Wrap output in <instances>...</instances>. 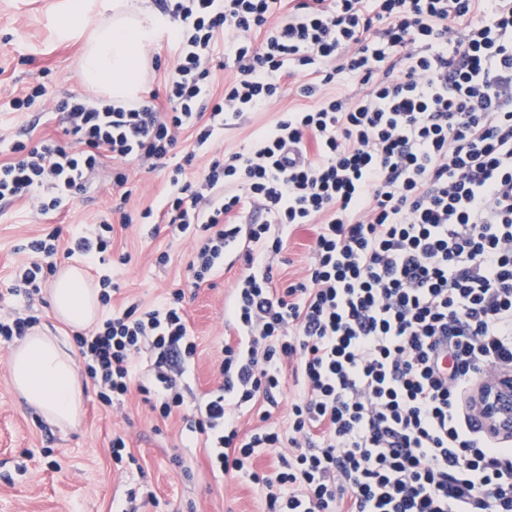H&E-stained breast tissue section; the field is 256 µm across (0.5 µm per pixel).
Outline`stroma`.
Masks as SVG:
<instances>
[{
  "label": "stroma",
  "instance_id": "obj_1",
  "mask_svg": "<svg viewBox=\"0 0 512 512\" xmlns=\"http://www.w3.org/2000/svg\"><path fill=\"white\" fill-rule=\"evenodd\" d=\"M65 2L0 0V100L21 94L41 76L52 97L90 95L81 72L82 39L62 41L56 34V12ZM274 119L271 111L245 113L214 147L238 150ZM59 124L37 105L27 112H0V162L10 157L8 139L25 134L35 143L56 137ZM126 167L133 177L129 209L158 206L167 168L148 171L134 161ZM111 174V166H104L91 193L53 215H38L22 200L0 205V306L32 311L39 328L71 348L75 329L54 316L49 289L30 299L9 295L8 289L18 267L29 259L23 247L31 238L55 227L68 233L109 215L119 194ZM164 252L170 261L163 266L156 258ZM121 253L130 254L131 261L112 275L113 306L131 299L153 305L169 290L184 289L183 312L196 344L187 380L195 392L209 391L229 334L224 301L242 271L235 253L226 256L230 268L197 288L187 281L191 245L173 237L167 225L134 224L117 231L108 255ZM12 349L0 342V512H263L261 487L242 473L213 474L207 449L187 439L180 417H159L138 391L107 405L92 385H85L80 422L73 427L48 423L11 384ZM116 435L126 443L118 462L112 457Z\"/></svg>",
  "mask_w": 512,
  "mask_h": 512
}]
</instances>
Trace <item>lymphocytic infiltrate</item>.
Instances as JSON below:
<instances>
[{"label": "lymphocytic infiltrate", "instance_id": "f902f5d3", "mask_svg": "<svg viewBox=\"0 0 512 512\" xmlns=\"http://www.w3.org/2000/svg\"><path fill=\"white\" fill-rule=\"evenodd\" d=\"M155 4L175 30L163 91L128 106L58 101L62 137L10 143L0 202L45 215L93 190L105 161H118L120 189L121 161L167 167L164 202L140 216L193 240L189 283L242 246L224 308L239 336L220 380L202 395L184 383L196 346L183 290L111 310L105 254L132 222L124 204L68 247L57 228L32 239L11 295L39 294L58 251L83 256L107 313L74 338L99 399L134 388L161 418L181 413L213 472L266 488L267 512H512V439L490 436L467 404L477 379L512 368V0ZM219 57L234 74L218 93ZM291 77L301 104L187 177L196 154L177 152L182 133L206 145L269 111ZM346 79L359 93L332 92ZM296 224L316 238L280 284ZM289 379L299 392L283 431L268 421ZM245 409L260 423L242 436ZM262 449L277 452L273 474L253 467Z\"/></svg>", "mask_w": 512, "mask_h": 512}]
</instances>
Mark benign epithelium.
I'll use <instances>...</instances> for the list:
<instances>
[{
  "instance_id": "7a95c632",
  "label": "benign epithelium",
  "mask_w": 512,
  "mask_h": 512,
  "mask_svg": "<svg viewBox=\"0 0 512 512\" xmlns=\"http://www.w3.org/2000/svg\"><path fill=\"white\" fill-rule=\"evenodd\" d=\"M488 432L512 437V372L499 371L476 383L469 395Z\"/></svg>"
}]
</instances>
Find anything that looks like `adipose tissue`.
<instances>
[{"label":"adipose tissue","instance_id":"ef3b65f1","mask_svg":"<svg viewBox=\"0 0 512 512\" xmlns=\"http://www.w3.org/2000/svg\"><path fill=\"white\" fill-rule=\"evenodd\" d=\"M101 9L111 10L112 22L96 27L85 45L81 61L84 83L119 104L136 100L141 92V48L165 25L158 14L133 10L127 0H69L57 18L59 36H77ZM51 303L56 317L74 327L91 326L99 316L98 291L77 267L58 274L51 288ZM9 366L14 389L47 422L76 424L84 388L69 348L57 337L31 329L13 349Z\"/></svg>","mask_w":512,"mask_h":512}]
</instances>
